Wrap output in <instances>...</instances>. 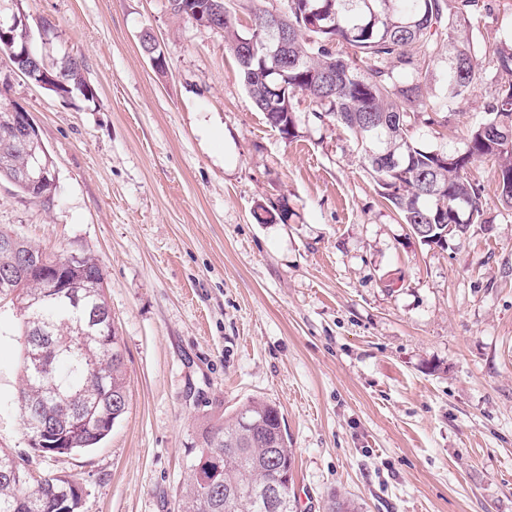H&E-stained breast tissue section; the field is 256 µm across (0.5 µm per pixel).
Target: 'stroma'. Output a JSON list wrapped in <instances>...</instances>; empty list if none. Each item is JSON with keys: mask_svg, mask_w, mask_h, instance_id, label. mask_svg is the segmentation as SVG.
I'll use <instances>...</instances> for the list:
<instances>
[{"mask_svg": "<svg viewBox=\"0 0 512 512\" xmlns=\"http://www.w3.org/2000/svg\"><path fill=\"white\" fill-rule=\"evenodd\" d=\"M471 31L512 35V0ZM48 68L85 66L93 96L60 97L0 51V104L29 112L52 156L51 202L0 181V227L94 256L125 353L129 406L58 472L81 512H177L200 424L253 398L278 406L295 454V512H512V209L474 162L486 224L448 247L416 238L378 194L353 138L312 121L298 138L255 111L223 33L169 0H13ZM50 31H43V21ZM150 30L168 68L153 69ZM436 131L462 142L495 69ZM287 198V222H257ZM19 320L0 305V448L28 445L15 398Z\"/></svg>", "mask_w": 512, "mask_h": 512, "instance_id": "obj_1", "label": "stroma"}]
</instances>
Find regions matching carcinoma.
Here are the masks:
<instances>
[{"instance_id": "cac0c4a2", "label": "carcinoma", "mask_w": 512, "mask_h": 512, "mask_svg": "<svg viewBox=\"0 0 512 512\" xmlns=\"http://www.w3.org/2000/svg\"><path fill=\"white\" fill-rule=\"evenodd\" d=\"M178 2L176 13L199 26L212 7L224 8L216 29L224 32L254 108L282 131L298 128L293 99L302 94L313 105L315 119L326 118L352 133L365 168L381 188L380 196L404 223L412 228L432 224L431 237L449 241L465 235L473 223H486L481 213L471 217L482 188L469 178L466 167L488 160L504 175L512 171V148L484 132L487 125L512 128V40L481 48L495 63L496 88L463 146L432 143L435 121L423 117L428 110L453 111L473 84L474 46L460 32L486 9L485 0H286L280 17L288 29V52L272 37L248 57L239 53L240 46L265 30V18L272 12L251 6V23L243 28L224 0ZM442 35L448 39L445 93L426 110L420 59L437 55ZM26 37L25 16L19 14L9 38L0 37V50L42 67L56 94L87 89L83 62L70 58L59 69L48 70L42 56L27 47ZM337 45L350 49L351 55L336 51ZM359 61L365 67L358 66ZM328 70L336 71V83L322 78ZM31 149L14 132L10 113L1 106L0 179L28 197L48 202L55 188L17 180L30 166ZM385 154L398 159L407 174L399 193L387 191L383 181L390 174L375 167V158ZM450 224L454 228H448ZM33 247L39 245L21 238L15 252L0 251V275ZM47 257L72 279L98 269V261L86 253L73 263L65 253ZM10 303L21 320L23 378L16 401L25 435H34L45 424L65 434L60 448L45 451L49 457H69L96 447L126 413L113 402L128 406L126 364L112 356V343L101 342L103 325L90 324L86 316L82 329L87 334L79 335L70 299L38 279L17 284ZM28 310L34 311L36 321L27 319ZM38 327L44 334L37 333ZM284 432L279 409L260 398L204 425L198 432L196 461L217 457L223 472L207 498L199 494L196 473H191L179 493V512H272L266 489L283 476L293 478L294 452ZM12 467L26 469L23 457L0 448V512H80L87 490L78 480L45 472L19 485L8 476Z\"/></svg>"}]
</instances>
